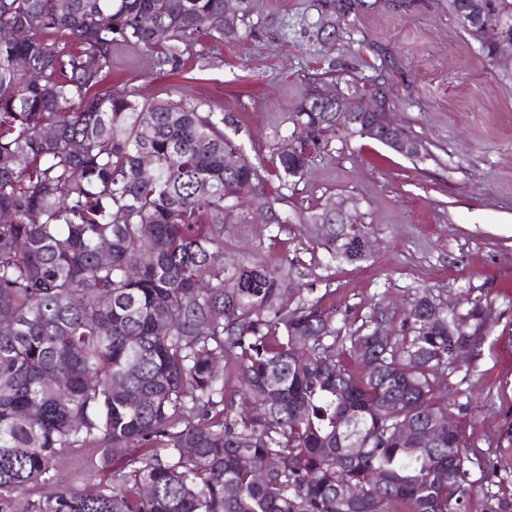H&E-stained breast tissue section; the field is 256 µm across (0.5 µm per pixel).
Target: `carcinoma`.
Returning <instances> with one entry per match:
<instances>
[{
  "label": "carcinoma",
  "instance_id": "1",
  "mask_svg": "<svg viewBox=\"0 0 512 512\" xmlns=\"http://www.w3.org/2000/svg\"><path fill=\"white\" fill-rule=\"evenodd\" d=\"M244 2L233 32L224 0H0V512H465L469 457L436 378L476 346L481 302L450 336L424 289L385 341L376 313L354 327L317 300L289 307L283 265L214 262L226 201H285L259 167L224 170L238 149L224 113L178 91H98L122 52L166 74L202 41L240 40ZM448 13L491 58L512 40V0H448ZM58 32L72 45L49 42ZM326 85L296 106L282 189L336 127ZM311 221L332 258L360 260L351 211ZM365 358L376 375L353 369ZM393 397L443 446L413 447L381 413ZM79 455L116 464L112 483L22 497ZM263 457L276 465L259 479L247 460Z\"/></svg>",
  "mask_w": 512,
  "mask_h": 512
}]
</instances>
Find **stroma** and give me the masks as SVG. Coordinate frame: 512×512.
Masks as SVG:
<instances>
[{"label":"stroma","instance_id":"obj_1","mask_svg":"<svg viewBox=\"0 0 512 512\" xmlns=\"http://www.w3.org/2000/svg\"><path fill=\"white\" fill-rule=\"evenodd\" d=\"M335 5L253 0L240 41L205 45L208 69L190 62L186 76L158 74L123 53L111 85L149 99L175 85L205 97L223 113L225 134L270 178L277 153L295 141L293 112L315 74H346L386 92L394 119L426 156L323 134L287 203L265 213L243 197L225 210L220 262L228 271L284 263L290 304L317 300L357 324L380 311L394 332L418 290L451 308L480 300L482 338L438 384L472 461L466 512H512V56L488 58L449 15L448 0H364L345 17ZM343 201L374 243L352 265L332 259L322 225L308 221ZM111 481V469L69 466L26 496Z\"/></svg>","mask_w":512,"mask_h":512}]
</instances>
